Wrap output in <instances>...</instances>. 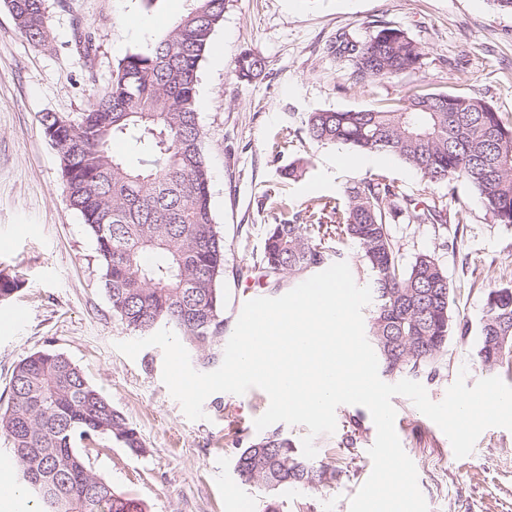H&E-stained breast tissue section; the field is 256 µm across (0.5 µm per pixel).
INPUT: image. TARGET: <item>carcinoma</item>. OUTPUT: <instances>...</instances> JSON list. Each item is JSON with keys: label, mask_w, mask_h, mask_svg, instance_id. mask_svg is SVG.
<instances>
[{"label": "carcinoma", "mask_w": 512, "mask_h": 512, "mask_svg": "<svg viewBox=\"0 0 512 512\" xmlns=\"http://www.w3.org/2000/svg\"><path fill=\"white\" fill-rule=\"evenodd\" d=\"M20 34L48 44L45 0H6ZM226 0H192L191 8L146 47L125 54L111 82L75 119L45 112L40 123L56 149L70 206L92 236L112 314L149 334L169 327L203 367L224 356V237L215 228L210 177L197 109L200 63L224 20ZM357 82L384 83L421 68L423 48L402 30L382 27L365 41L343 35L330 47ZM266 61L251 51L235 61L251 79ZM316 144L384 151L444 186L448 196L421 204L383 172L348 186L340 198L318 197L300 209L267 194L269 225L253 268L268 279L315 272L333 243L360 249L374 309L368 337L387 376L433 379L454 332L453 288L439 259L422 252L405 266L392 225L465 224L451 206L457 184L479 194L497 224H512V128L476 95L417 86L385 105L320 110L307 118ZM128 144L113 154L114 140ZM476 361L485 370L512 363V282L487 289ZM0 435L35 512H150L146 502L95 475L86 450L114 439L135 453L136 427L56 349L37 350L13 368ZM235 469L245 483L270 491L288 484L327 486L338 471L300 456L277 431L240 449Z\"/></svg>", "instance_id": "carcinoma-1"}]
</instances>
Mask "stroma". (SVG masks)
<instances>
[{
    "mask_svg": "<svg viewBox=\"0 0 512 512\" xmlns=\"http://www.w3.org/2000/svg\"><path fill=\"white\" fill-rule=\"evenodd\" d=\"M189 4L45 0L49 43L40 47L18 32L0 0V274L20 281L9 303L25 313L16 323L0 319V397L8 395L16 363L34 351L56 349L139 430L143 453L106 439L88 459L96 475L147 502L151 512H233L236 496L251 501V512H266L272 501L278 512H350L351 498L372 471L368 450L376 427L365 407L338 406L335 432L314 439L315 462L340 471L334 484L271 494L260 483L242 482L235 470L234 439L247 443L261 436L254 421L270 403L263 390L212 394L203 405L205 419L192 421L162 380L161 348L146 347L133 359L117 350V342L135 334L112 314L94 241L69 204L58 154L39 122L45 112L86 111L118 60L153 41ZM78 24L95 34L87 59L73 41ZM380 25L421 44L423 66L385 83L354 82L347 63L327 47L339 33L364 40ZM212 44L201 62L197 100L211 206L224 237L228 336L239 301L256 291L286 294L302 279L291 275L277 288L248 279L275 221L269 190L300 206L316 196H339L349 184L383 172L411 198L433 196L422 175L390 153L307 142L309 113L376 107L426 83L483 97L512 127V13L491 0H229ZM246 50L267 62L264 73L249 81L234 69ZM286 131L304 140L310 160L295 180L281 176L293 152L276 158L268 150ZM456 203L469 214L460 230L392 227L404 262L421 252L438 257L453 286L452 320L468 328L450 337L439 375L425 384L435 402L444 399L459 370H466L470 386L485 378L475 357L486 290L512 279V224L494 223L468 184L458 185ZM392 405L429 512H512V431L484 430L473 453L459 459L441 429L408 398L395 396Z\"/></svg>",
    "mask_w": 512,
    "mask_h": 512,
    "instance_id": "35a3bbf8",
    "label": "stroma"
}]
</instances>
